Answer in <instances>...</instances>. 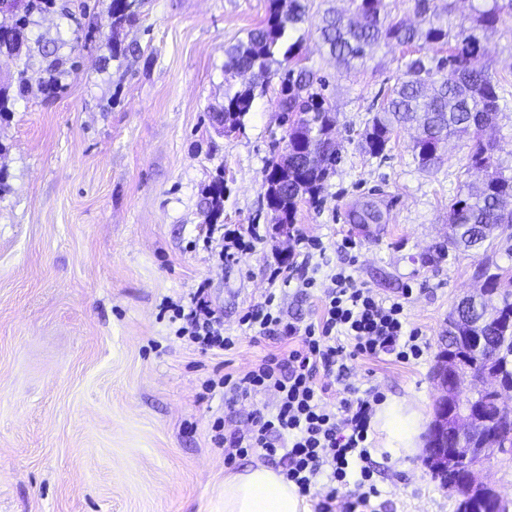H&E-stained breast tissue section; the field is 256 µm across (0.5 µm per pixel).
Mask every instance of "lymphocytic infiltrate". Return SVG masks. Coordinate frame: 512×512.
Wrapping results in <instances>:
<instances>
[{"label": "lymphocytic infiltrate", "instance_id": "obj_1", "mask_svg": "<svg viewBox=\"0 0 512 512\" xmlns=\"http://www.w3.org/2000/svg\"><path fill=\"white\" fill-rule=\"evenodd\" d=\"M329 279L317 321L302 326L284 318L272 292L245 313L248 330L284 342V350L264 356L244 375L226 373L207 379L206 386L223 388L230 407L268 392L275 403L256 410L240 434H225L223 422H215L212 440L228 462L252 453L278 460L298 494L315 499L316 512H366L378 494L368 437L383 397L368 390L336 405L329 398L346 373L347 356L407 363L422 356L426 343L405 315L409 292L379 297L343 267L331 270ZM173 317L177 336L201 349L224 352L236 345L221 316L201 298L174 306ZM351 483L356 493L342 499Z\"/></svg>", "mask_w": 512, "mask_h": 512}]
</instances>
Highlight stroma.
I'll return each mask as SVG.
<instances>
[{
	"label": "stroma",
	"mask_w": 512,
	"mask_h": 512,
	"mask_svg": "<svg viewBox=\"0 0 512 512\" xmlns=\"http://www.w3.org/2000/svg\"><path fill=\"white\" fill-rule=\"evenodd\" d=\"M56 0L32 40L65 42L79 67L57 96L32 92L0 119V512H224V474L260 464L226 463L211 440L215 421L241 432L266 394L224 406L204 387L213 370L241 374L278 341L254 338L244 312L275 292L286 319L306 324L328 282L300 290L275 269L302 260L299 237L320 240L331 266L383 297L411 289V325L427 343L409 364L349 359L347 386L376 388L385 402L412 405L430 424V376L448 314L473 291L479 257L441 252L448 201L477 172L453 139L438 169L412 158L414 128L395 131L386 158L363 153L374 104L403 76L410 48L380 45L344 67L322 45L326 10L348 0H308L295 36L304 66L323 78L336 111L342 161L318 202H301L290 227L273 224L263 198L273 144H286L278 81L257 97L240 132L209 121L224 101V59L268 17V0H147L127 32L139 54L112 61L101 39L85 40L110 0ZM500 81L499 123L490 129L512 166V11L484 39ZM224 175L231 193L219 223L204 221L203 190ZM373 203L379 224L353 223ZM246 232L233 256L224 234ZM355 243L344 250L343 239ZM204 288L222 317L230 351H202L178 338L170 303ZM371 456L379 494L373 512H456L458 497L423 465L394 454L380 425Z\"/></svg>",
	"instance_id": "1"
}]
</instances>
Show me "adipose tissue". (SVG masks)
<instances>
[{"mask_svg":"<svg viewBox=\"0 0 512 512\" xmlns=\"http://www.w3.org/2000/svg\"><path fill=\"white\" fill-rule=\"evenodd\" d=\"M390 440L413 445L420 415L403 404L391 403L378 414ZM224 512H302L293 484L279 471L259 465L224 476Z\"/></svg>","mask_w":512,"mask_h":512,"instance_id":"obj_1","label":"adipose tissue"}]
</instances>
